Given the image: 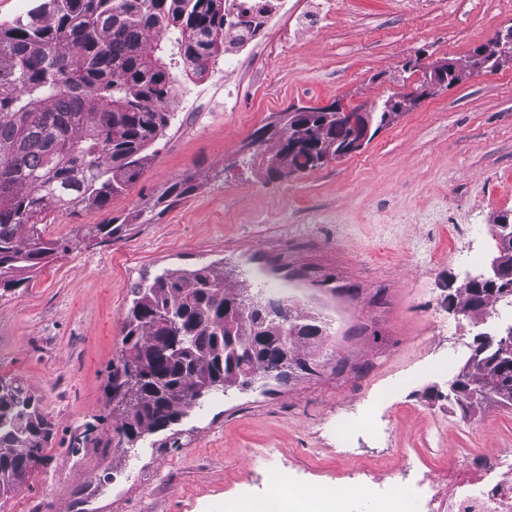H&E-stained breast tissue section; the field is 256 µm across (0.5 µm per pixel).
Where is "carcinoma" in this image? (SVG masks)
<instances>
[{
	"instance_id": "1",
	"label": "carcinoma",
	"mask_w": 512,
	"mask_h": 512,
	"mask_svg": "<svg viewBox=\"0 0 512 512\" xmlns=\"http://www.w3.org/2000/svg\"><path fill=\"white\" fill-rule=\"evenodd\" d=\"M224 52V0H37L26 15L0 23V288L32 277L55 247L40 224L59 210L102 209L145 165L148 150L175 119L164 98L181 67L201 77ZM364 113L381 128L390 117ZM306 149L345 144L351 129L334 112L300 116ZM288 146H273L267 172L284 175ZM195 177L167 185L156 204L169 207L192 195ZM139 216L100 224L105 240L121 238ZM224 267L165 270L133 288L123 319L121 360L112 371V397L124 403L118 443L132 444L186 414L212 392L242 387L251 377L275 375L284 351H251V338L288 336L296 357L315 335L307 315L269 323L253 332L246 318L225 317L229 300L251 305V296L225 286ZM179 340H174V337ZM481 349L487 363L463 373V384L479 386L501 375L505 390L494 400L512 407V369L495 361L497 335ZM145 357L151 380L142 395L127 399L131 365ZM53 423L40 400L17 377L0 373V499L46 460Z\"/></svg>"
}]
</instances>
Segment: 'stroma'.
<instances>
[{
    "instance_id": "stroma-1",
    "label": "stroma",
    "mask_w": 512,
    "mask_h": 512,
    "mask_svg": "<svg viewBox=\"0 0 512 512\" xmlns=\"http://www.w3.org/2000/svg\"><path fill=\"white\" fill-rule=\"evenodd\" d=\"M398 0H352L333 24H291L293 47L272 82L244 63L236 97L224 77L184 81L183 111L140 177L103 209L53 213L62 243L32 280L0 293V373L21 379L54 424L48 459L0 512H225L270 491L269 476L347 490L375 469L367 420L381 394L393 448L444 465L448 448H512V409L485 401L461 420L448 382L478 331L449 297L486 272L491 225L512 222V64L477 72L389 121L358 152L288 178L267 174L272 143L250 147L277 113L304 105L373 109L419 87L432 61L468 62L512 26V0H442L419 17ZM192 173L194 193L155 208ZM138 211L117 240L96 227ZM476 265H469L470 255ZM223 261L229 285L320 314L316 368L263 388L215 393L165 429L117 448L112 400L122 320L137 282ZM359 440L342 452L339 426Z\"/></svg>"
}]
</instances>
